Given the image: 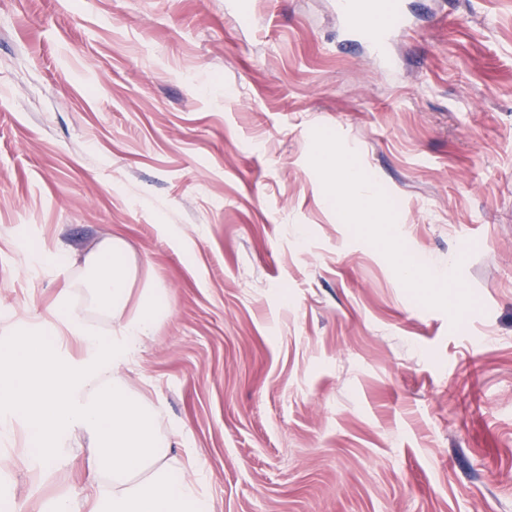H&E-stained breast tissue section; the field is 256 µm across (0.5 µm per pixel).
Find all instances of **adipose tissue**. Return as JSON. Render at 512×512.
<instances>
[{
  "label": "adipose tissue",
  "instance_id": "obj_1",
  "mask_svg": "<svg viewBox=\"0 0 512 512\" xmlns=\"http://www.w3.org/2000/svg\"><path fill=\"white\" fill-rule=\"evenodd\" d=\"M321 163L336 162L338 175L327 184L331 201H349L340 213L351 221L362 202L375 194L352 152L329 136L318 143ZM81 276L67 280L53 305L17 332L8 344L18 359L0 363V439L21 440L19 457H0V469L23 463L41 474L65 452L74 431L92 445L85 461L83 499L58 495L47 512H211L193 456H178L181 430L161 428L160 404L129 388L122 369L170 316L166 289L137 286L138 270L127 243L109 238L89 251ZM82 293L90 308L114 320L110 335L87 325L72 303Z\"/></svg>",
  "mask_w": 512,
  "mask_h": 512
}]
</instances>
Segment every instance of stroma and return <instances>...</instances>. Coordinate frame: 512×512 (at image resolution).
I'll list each match as a JSON object with an SVG mask.
<instances>
[{"instance_id": "obj_1", "label": "stroma", "mask_w": 512, "mask_h": 512, "mask_svg": "<svg viewBox=\"0 0 512 512\" xmlns=\"http://www.w3.org/2000/svg\"><path fill=\"white\" fill-rule=\"evenodd\" d=\"M406 3L381 68L336 0H0V340L79 273L20 240L124 239L171 315L122 373L213 512H512V0ZM324 131L391 227L337 223ZM396 269L401 281L410 288H418L439 278L437 273H427L424 267L417 266L407 257H401L396 261Z\"/></svg>"}]
</instances>
